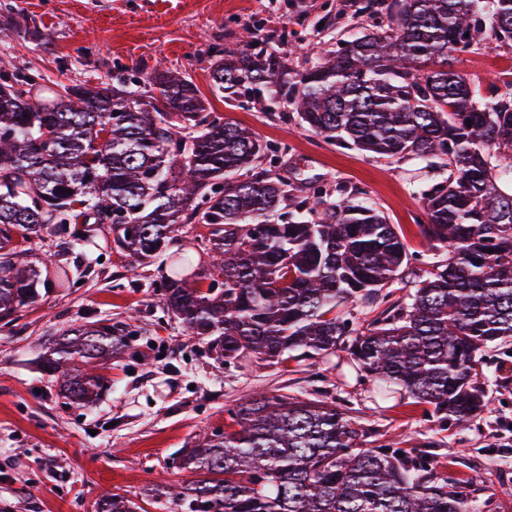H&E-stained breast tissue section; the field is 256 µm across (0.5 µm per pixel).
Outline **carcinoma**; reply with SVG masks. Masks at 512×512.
<instances>
[{
  "mask_svg": "<svg viewBox=\"0 0 512 512\" xmlns=\"http://www.w3.org/2000/svg\"><path fill=\"white\" fill-rule=\"evenodd\" d=\"M385 20L341 35L305 67L242 40L208 57L224 97H266L330 145L408 158L447 177L421 193L423 238L448 258L416 275L410 302L356 328L348 305L408 273L415 254L362 191L334 205L318 189L290 198L259 168L272 151L249 128L213 119L187 72L157 67L141 80L92 88L0 83V321L45 285L26 244L52 224H111L116 253L150 264L184 220L211 226L215 259L194 280L161 284L168 311L209 339L226 364L345 352L390 398L404 387L456 425L485 404L481 354L512 341V80L486 92L454 63L479 44L512 47V0H351ZM290 211H283V203ZM46 368L63 404L93 407L108 380L98 366L124 351L110 323L48 340ZM177 453L191 480L155 485L176 512H466L464 492L430 454L362 448L336 405L256 393ZM403 456H398V453ZM107 493L97 512H141Z\"/></svg>",
  "mask_w": 512,
  "mask_h": 512,
  "instance_id": "carcinoma-1",
  "label": "carcinoma"
}]
</instances>
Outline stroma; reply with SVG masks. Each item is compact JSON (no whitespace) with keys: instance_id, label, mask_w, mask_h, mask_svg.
<instances>
[{"instance_id":"35a3bbf8","label":"stroma","mask_w":512,"mask_h":512,"mask_svg":"<svg viewBox=\"0 0 512 512\" xmlns=\"http://www.w3.org/2000/svg\"><path fill=\"white\" fill-rule=\"evenodd\" d=\"M0 17V82L26 73L65 84L96 85L122 73L144 76L157 61L188 72L215 115L238 121L278 146L275 172L296 198L337 187L360 189L400 226L412 265L430 269L445 252L429 249L418 224L421 192L443 179L440 170L408 159L372 158L325 143L297 118L280 119L265 103L240 106L215 91L207 58L212 48L246 30L277 36L288 51L317 47L338 33L370 25L368 15L343 12L345 0H12ZM335 25L319 30L323 17ZM512 63V48L479 46L458 68L476 84ZM209 228L185 221L164 257L138 265L112 249L110 225L78 240L45 227L31 243L50 287L38 300L0 321V512H96L104 491L140 501L144 488L188 481L172 464L200 432L229 425V408L259 392L322 400L339 406L367 446L383 441L430 449L441 477L466 481L470 512H512V343L483 353L478 377L487 406L467 425L434 415L396 388L384 403L349 355L340 368L325 358L224 364L207 339L189 335L161 300L171 255L200 247ZM209 264L208 252L199 255ZM109 320L127 346L103 374L110 390L90 410L66 407L37 365L45 340L78 324Z\"/></svg>"}]
</instances>
